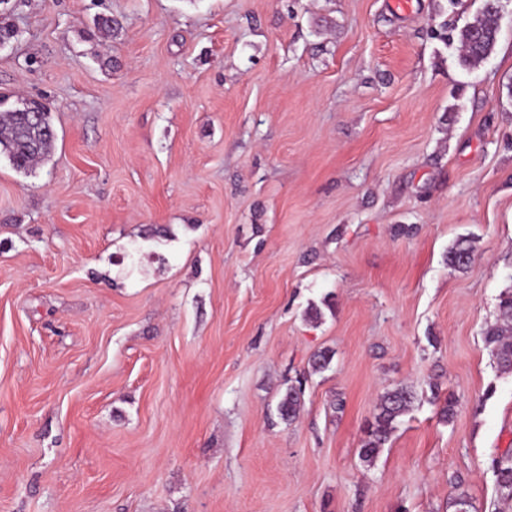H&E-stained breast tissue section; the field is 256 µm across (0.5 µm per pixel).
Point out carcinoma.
<instances>
[{"mask_svg":"<svg viewBox=\"0 0 512 512\" xmlns=\"http://www.w3.org/2000/svg\"><path fill=\"white\" fill-rule=\"evenodd\" d=\"M500 30V16L495 0H482L474 22L460 29L457 35L459 62L470 68L493 52ZM56 140L51 112L42 102L24 99L13 107L0 109V155L8 157L13 167L29 170L47 159ZM474 249L467 240H459L448 251V265L459 271L470 268ZM499 319L488 327L483 340L504 371L512 370V289L502 293ZM415 395L400 386L385 392L376 405L374 422L361 448V458L371 463L395 431L398 418L404 415ZM301 392L290 388L278 403V413L284 420L294 418L300 409ZM498 488L505 500H512V454L505 452L489 460Z\"/></svg>","mask_w":512,"mask_h":512,"instance_id":"cac0c4a2","label":"carcinoma"}]
</instances>
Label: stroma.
I'll return each mask as SVG.
<instances>
[{"instance_id":"obj_1","label":"stroma","mask_w":512,"mask_h":512,"mask_svg":"<svg viewBox=\"0 0 512 512\" xmlns=\"http://www.w3.org/2000/svg\"><path fill=\"white\" fill-rule=\"evenodd\" d=\"M481 4L0 5V93L56 131L0 156V512H512V0L476 69L437 36ZM474 249L467 240H458L448 251V265L455 270L466 271L474 260ZM499 319L488 327L483 340L504 371L512 370V289L502 293L499 302ZM414 399L413 391L404 386L389 390L381 396L368 438L361 448L360 455L364 462H373L379 449L387 444L395 431L398 418L409 410ZM489 469L492 471L498 488L504 492L506 501L512 500V454L505 452L489 460Z\"/></svg>"}]
</instances>
